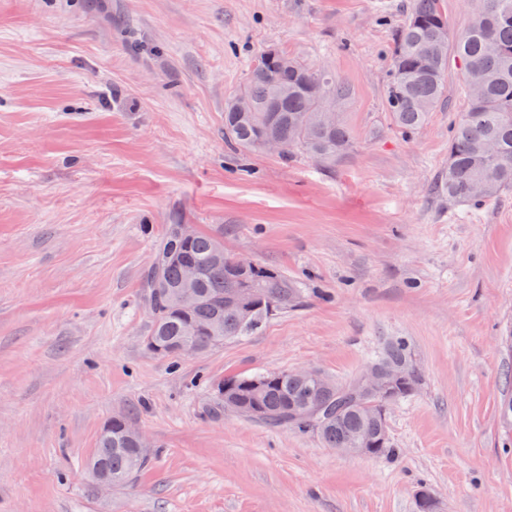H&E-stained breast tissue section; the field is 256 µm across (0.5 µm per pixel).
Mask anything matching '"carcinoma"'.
I'll list each match as a JSON object with an SVG mask.
<instances>
[{
  "mask_svg": "<svg viewBox=\"0 0 512 512\" xmlns=\"http://www.w3.org/2000/svg\"><path fill=\"white\" fill-rule=\"evenodd\" d=\"M454 50L463 78L474 75L481 96L467 95V106L448 138V175L441 185L450 204L479 206L512 188V0H478L468 27L451 38L441 0H413L410 13L395 35L386 88V106L396 127L412 135L427 122L445 94L448 52ZM323 92L342 104L349 86L332 73L316 69L277 47L261 51L251 62L247 81L224 99V142L241 152L261 151L263 142L278 140L280 157L297 153L334 165L353 148L354 138L338 112L322 119ZM247 98L252 111L239 112L236 101ZM182 221L166 225L165 234L147 270L146 304L151 329L146 344L172 358L187 349L202 353L222 342L260 331L270 316L298 306L303 290L296 282L262 265L241 270L235 255L224 250L219 235L193 230L179 235ZM199 268L198 300L190 309L174 300L183 266ZM243 298L245 314L227 303ZM221 324L223 336L212 328ZM386 363L412 361L402 338L390 341L376 357ZM354 377L326 389L314 378L281 371L258 373L224 383L210 406L273 428L290 427L316 434L328 448H345L355 437L373 435L382 441L375 456L395 454L388 423L377 417L357 391ZM127 419L112 418V429L100 431L88 467L112 475L120 489L132 485L150 465L124 438Z\"/></svg>",
  "mask_w": 512,
  "mask_h": 512,
  "instance_id": "obj_1",
  "label": "carcinoma"
}]
</instances>
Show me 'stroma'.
I'll return each mask as SVG.
<instances>
[{
	"mask_svg": "<svg viewBox=\"0 0 512 512\" xmlns=\"http://www.w3.org/2000/svg\"><path fill=\"white\" fill-rule=\"evenodd\" d=\"M412 3L0 0V512H417L422 484L439 512H512V189L478 208L434 191L457 61L423 128L393 124ZM270 46L349 85L336 165L225 144L224 99ZM177 217L304 302L206 352L148 349L142 274ZM398 336L421 385L388 416L393 458L209 411L241 375L347 381ZM120 414L153 459L101 492L86 461Z\"/></svg>",
	"mask_w": 512,
	"mask_h": 512,
	"instance_id": "stroma-1",
	"label": "stroma"
}]
</instances>
